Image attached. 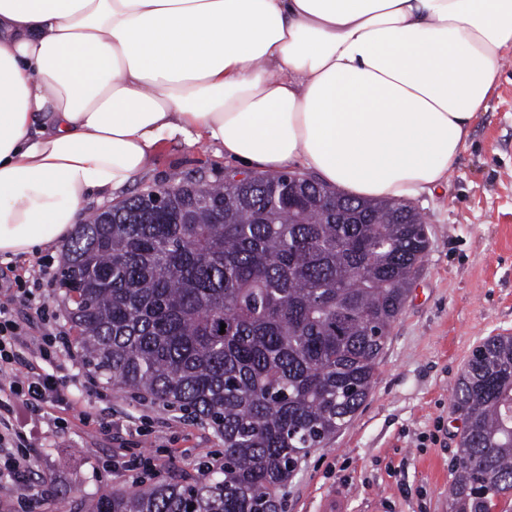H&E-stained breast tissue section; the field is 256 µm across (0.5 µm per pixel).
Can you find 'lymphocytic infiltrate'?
Segmentation results:
<instances>
[{
  "label": "lymphocytic infiltrate",
  "mask_w": 512,
  "mask_h": 512,
  "mask_svg": "<svg viewBox=\"0 0 512 512\" xmlns=\"http://www.w3.org/2000/svg\"><path fill=\"white\" fill-rule=\"evenodd\" d=\"M20 280L0 278V474L15 483L19 490H27L31 452L13 448L15 432L6 418L7 412L22 406L32 412L67 403L65 385L49 373L22 374L20 367L26 355L36 354L41 359L52 356L57 343L55 333L36 337L15 315L17 297L15 288Z\"/></svg>",
  "instance_id": "1"
}]
</instances>
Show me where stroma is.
<instances>
[{"label":"stroma","instance_id":"1","mask_svg":"<svg viewBox=\"0 0 512 512\" xmlns=\"http://www.w3.org/2000/svg\"><path fill=\"white\" fill-rule=\"evenodd\" d=\"M229 168L214 149L169 141L127 188L90 197L86 211L195 172L218 181ZM413 205L430 245L375 383L348 424L301 459L283 490L285 512H324L339 496L347 512H448L461 432L452 391L483 339L512 335V66L473 122L447 188ZM67 390L91 424L70 411L59 430L52 415L26 413L32 486L21 502L0 482V512H79L102 489H140L153 474L190 483L224 450L206 423L151 398L95 390L82 374Z\"/></svg>","mask_w":512,"mask_h":512}]
</instances>
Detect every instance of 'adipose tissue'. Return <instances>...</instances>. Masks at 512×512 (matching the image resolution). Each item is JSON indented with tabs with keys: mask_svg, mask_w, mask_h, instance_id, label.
<instances>
[{
	"mask_svg": "<svg viewBox=\"0 0 512 512\" xmlns=\"http://www.w3.org/2000/svg\"><path fill=\"white\" fill-rule=\"evenodd\" d=\"M509 60L512 0H0V255L171 139L355 198L447 187Z\"/></svg>",
	"mask_w": 512,
	"mask_h": 512,
	"instance_id": "ef3b65f1",
	"label": "adipose tissue"
}]
</instances>
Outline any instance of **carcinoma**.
<instances>
[{
  "label": "carcinoma",
  "mask_w": 512,
  "mask_h": 512,
  "mask_svg": "<svg viewBox=\"0 0 512 512\" xmlns=\"http://www.w3.org/2000/svg\"><path fill=\"white\" fill-rule=\"evenodd\" d=\"M237 175L173 180L162 222L141 195L124 199L65 245L58 286L84 364L224 442L192 483L159 475L80 512H282L301 455L370 393L429 248L423 216L286 173ZM452 407L463 428L448 512H489L512 495V336L476 347Z\"/></svg>",
  "instance_id": "1"
}]
</instances>
